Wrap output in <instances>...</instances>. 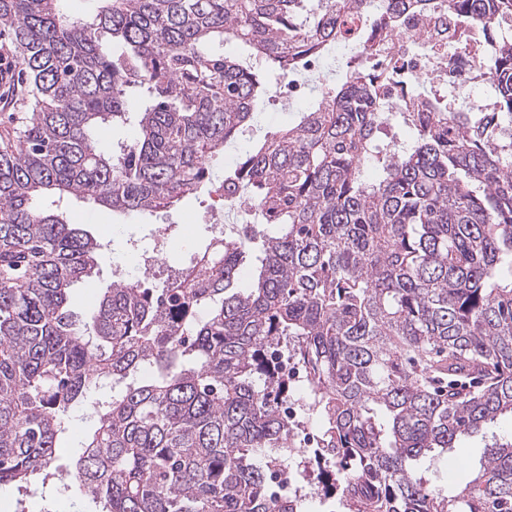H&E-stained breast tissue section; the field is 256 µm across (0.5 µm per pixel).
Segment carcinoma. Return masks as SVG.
I'll return each instance as SVG.
<instances>
[{
  "label": "carcinoma",
  "instance_id": "carcinoma-1",
  "mask_svg": "<svg viewBox=\"0 0 512 512\" xmlns=\"http://www.w3.org/2000/svg\"><path fill=\"white\" fill-rule=\"evenodd\" d=\"M364 0H101L81 21L57 0H0L32 86L30 112L0 148V487L48 478L62 422L98 384L74 463L96 512H306L266 493L287 447L288 386L268 362L285 347L311 386L324 493L347 512H512V441L484 451L453 495L418 474L512 415V35L490 68L483 113L427 100L400 112L390 148L368 75L349 65L300 121L266 136L224 177L277 227L214 237L195 275L112 284L88 321L68 308L101 244L46 195L120 212L169 208L208 183V160L249 126L260 77L209 51L248 43L286 78L335 44ZM434 0H389L399 16ZM467 23L512 29V0H443ZM135 118L139 138L104 153L96 132ZM376 179L364 177L366 165ZM259 252L257 283L237 271ZM150 371L148 379L140 374ZM475 378L468 392L459 382Z\"/></svg>",
  "mask_w": 512,
  "mask_h": 512
}]
</instances>
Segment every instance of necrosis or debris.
<instances>
[{"label": "necrosis or debris", "mask_w": 512, "mask_h": 512, "mask_svg": "<svg viewBox=\"0 0 512 512\" xmlns=\"http://www.w3.org/2000/svg\"><path fill=\"white\" fill-rule=\"evenodd\" d=\"M366 2L369 9L364 17H347L345 37L328 52L310 57L305 71L319 72L328 64L340 66L354 60L368 63L379 76V99L387 112L408 111L410 100L422 98L425 83L433 95L448 92L466 109L486 107V99L476 97L474 88L490 83L487 58L496 39L480 37L464 47L463 24L444 7L403 14L395 26L387 27L383 24L386 0ZM306 409L302 396L280 406L291 431L283 461L268 482L270 496H300L313 488L309 471L321 450L317 434L301 418Z\"/></svg>", "instance_id": "necrosis-or-debris-1"}]
</instances>
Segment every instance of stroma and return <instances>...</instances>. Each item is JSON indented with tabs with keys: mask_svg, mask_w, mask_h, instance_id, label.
Returning a JSON list of instances; mask_svg holds the SVG:
<instances>
[{
	"mask_svg": "<svg viewBox=\"0 0 512 512\" xmlns=\"http://www.w3.org/2000/svg\"><path fill=\"white\" fill-rule=\"evenodd\" d=\"M265 93L254 107V119L240 142L228 145L209 167L211 178H223L226 171L244 157L246 151L261 145L268 133L295 125L301 112L313 103L312 98L297 102L279 99L281 78L263 75ZM209 210L207 192L184 197L175 207L154 213H120L86 199L71 200L68 213L72 223L81 225L98 237L103 248L97 257L92 274L76 283L69 294V309L81 318H91L99 300L115 280L116 270L138 269L140 255L149 251L160 231L189 239L194 250H201L215 237L213 223L207 222ZM112 398L111 385L92 390L87 398L76 404L66 417L68 428L55 453V463L64 470L63 481H42L32 476L29 482L0 488V512H14L23 506L25 512H93L95 505L82 495L70 473L74 460L82 453L86 437L97 425L95 409ZM512 439V416H500L486 433L462 437L457 443L458 454L467 458L470 469L478 468L486 445L492 439Z\"/></svg>",
	"mask_w": 512,
	"mask_h": 512,
	"instance_id": "stroma-1",
	"label": "stroma"
}]
</instances>
